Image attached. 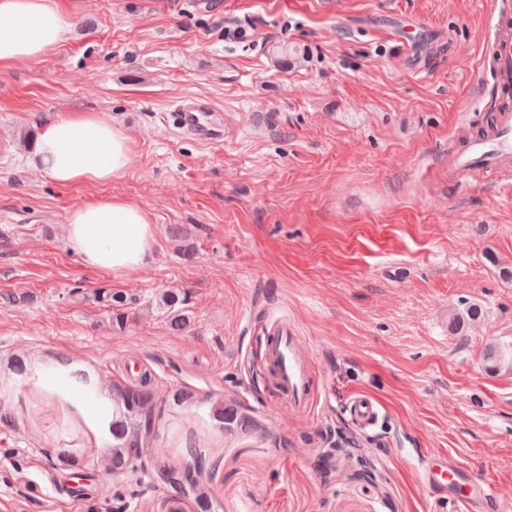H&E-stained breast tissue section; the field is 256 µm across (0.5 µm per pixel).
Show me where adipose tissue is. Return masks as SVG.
Masks as SVG:
<instances>
[{
	"mask_svg": "<svg viewBox=\"0 0 512 512\" xmlns=\"http://www.w3.org/2000/svg\"><path fill=\"white\" fill-rule=\"evenodd\" d=\"M76 16L63 0H0V68L39 62L65 42ZM135 141L104 112L70 111L40 125L28 164L59 187L108 184L132 168ZM81 262L115 273L144 267L155 244L150 214L118 195L71 209L63 227Z\"/></svg>",
	"mask_w": 512,
	"mask_h": 512,
	"instance_id": "adipose-tissue-1",
	"label": "adipose tissue"
}]
</instances>
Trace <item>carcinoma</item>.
Wrapping results in <instances>:
<instances>
[{
	"label": "carcinoma",
	"instance_id": "cac0c4a2",
	"mask_svg": "<svg viewBox=\"0 0 512 512\" xmlns=\"http://www.w3.org/2000/svg\"><path fill=\"white\" fill-rule=\"evenodd\" d=\"M97 299L107 308L119 307L111 314L112 322L119 328L136 318L125 309L136 303L121 292L103 289ZM188 296L181 290H167L157 302L159 309L168 313L170 325L175 330L187 326L185 306ZM38 368L24 355L14 354L7 360L4 372L26 375ZM112 422L109 432L112 447L101 456L97 465L117 475H128L140 481L159 479L165 489L167 500H191L200 512H208L214 503L211 483L217 464L207 462L202 448L191 446L179 457H171L155 446L159 438V427L165 411L169 408L197 407L207 410L212 423L220 428L245 425L248 417L234 404L224 402V397L215 394L202 395L184 384L180 387L161 389L152 373H142L138 380L112 381ZM55 465L62 471L75 469L83 461L70 448L53 449Z\"/></svg>",
	"mask_w": 512,
	"mask_h": 512
}]
</instances>
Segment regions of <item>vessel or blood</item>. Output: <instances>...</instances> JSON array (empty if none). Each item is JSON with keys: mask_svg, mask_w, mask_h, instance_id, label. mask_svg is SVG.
Segmentation results:
<instances>
[{"mask_svg": "<svg viewBox=\"0 0 512 512\" xmlns=\"http://www.w3.org/2000/svg\"><path fill=\"white\" fill-rule=\"evenodd\" d=\"M487 29L488 63L495 73L493 123L488 133L470 140L464 148L449 150L448 175H483L508 184L512 182V21L491 13L487 16ZM214 112L207 100H182L174 105L170 121L181 134L200 140L220 138L224 127L215 120ZM263 365L273 371L294 412L313 408V365L287 324H276L267 336ZM348 408L352 419L366 428L381 418L378 405L364 395L354 396Z\"/></svg>", "mask_w": 512, "mask_h": 512, "instance_id": "obj_1", "label": "vessel or blood"}]
</instances>
